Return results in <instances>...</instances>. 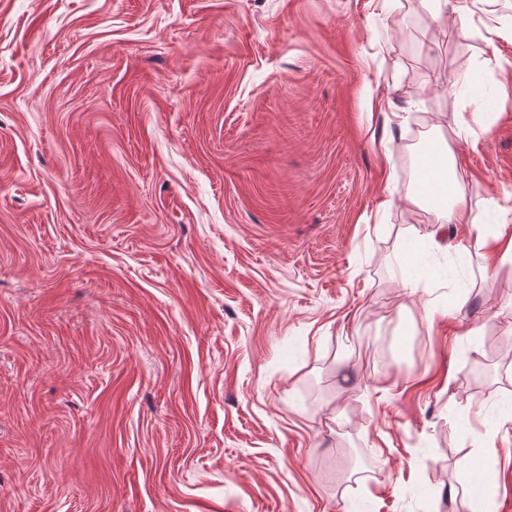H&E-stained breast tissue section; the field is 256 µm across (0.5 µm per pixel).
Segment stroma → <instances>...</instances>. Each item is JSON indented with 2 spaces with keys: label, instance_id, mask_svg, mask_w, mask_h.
<instances>
[{
  "label": "stroma",
  "instance_id": "stroma-1",
  "mask_svg": "<svg viewBox=\"0 0 512 512\" xmlns=\"http://www.w3.org/2000/svg\"><path fill=\"white\" fill-rule=\"evenodd\" d=\"M510 21L0 0V512H512ZM423 169L428 173L433 187L439 188L444 184L448 194L455 192L459 196L464 181V170L462 168H459L453 162L450 166L451 178L448 179V165L446 161L441 156L432 155L427 159Z\"/></svg>",
  "mask_w": 512,
  "mask_h": 512
}]
</instances>
